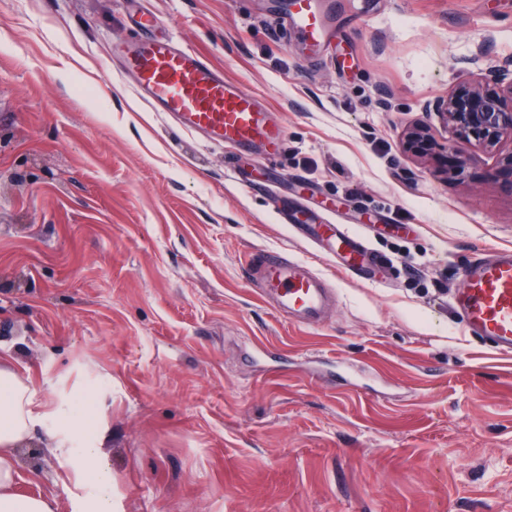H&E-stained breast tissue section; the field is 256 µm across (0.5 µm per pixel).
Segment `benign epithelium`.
<instances>
[{"label": "benign epithelium", "mask_w": 512, "mask_h": 512, "mask_svg": "<svg viewBox=\"0 0 512 512\" xmlns=\"http://www.w3.org/2000/svg\"><path fill=\"white\" fill-rule=\"evenodd\" d=\"M435 111L460 143L459 164L446 176H461L471 164L470 148L497 147L502 140L512 141V83L498 86L496 78L482 81L465 79L445 99L435 102Z\"/></svg>", "instance_id": "1"}]
</instances>
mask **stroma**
<instances>
[{
	"mask_svg": "<svg viewBox=\"0 0 512 512\" xmlns=\"http://www.w3.org/2000/svg\"><path fill=\"white\" fill-rule=\"evenodd\" d=\"M285 0H147L255 95L284 148L230 153L151 111L117 45L129 0H0V355L38 399L93 398L116 512H512V355L467 336L463 269L512 248V190L434 113L512 57V0H321L306 44ZM427 126L426 151L403 136ZM370 225L347 277L281 204ZM285 251L336 290L315 326L249 282ZM36 433L15 490L70 512Z\"/></svg>",
	"mask_w": 512,
	"mask_h": 512,
	"instance_id": "obj_1",
	"label": "stroma"
}]
</instances>
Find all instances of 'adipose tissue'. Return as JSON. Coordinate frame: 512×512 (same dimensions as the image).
I'll list each match as a JSON object with an SVG mask.
<instances>
[{"mask_svg":"<svg viewBox=\"0 0 512 512\" xmlns=\"http://www.w3.org/2000/svg\"><path fill=\"white\" fill-rule=\"evenodd\" d=\"M90 415L73 402L39 403L29 384L10 368L0 366V512H54L50 502L13 492L19 445L44 431L51 434L54 455L75 461L78 488L71 512H114L112 473L102 462L104 439L88 435Z\"/></svg>","mask_w":512,"mask_h":512,"instance_id":"1","label":"adipose tissue"}]
</instances>
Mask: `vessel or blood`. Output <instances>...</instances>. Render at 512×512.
Instances as JSON below:
<instances>
[{"label":"vessel or blood","instance_id":"obj_1","mask_svg":"<svg viewBox=\"0 0 512 512\" xmlns=\"http://www.w3.org/2000/svg\"><path fill=\"white\" fill-rule=\"evenodd\" d=\"M286 19L308 44L321 45L327 30L318 0H288ZM124 68L137 81L138 94L177 128L206 135L210 141L241 149L279 150L281 134L270 124L256 97L225 78L207 59L174 39L143 37L121 51ZM305 237L326 238L330 253L344 273L359 275L368 249L365 237L340 224L309 229ZM252 284L280 315L311 326L327 313L334 288L307 262L273 252L252 258ZM453 306L469 336L512 353V249H491L468 267Z\"/></svg>","mask_w":512,"mask_h":512}]
</instances>
